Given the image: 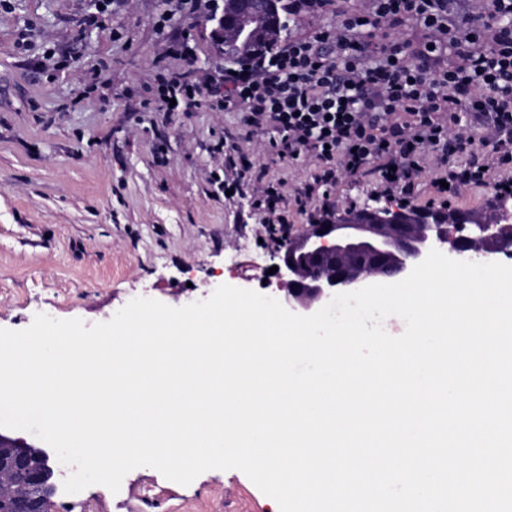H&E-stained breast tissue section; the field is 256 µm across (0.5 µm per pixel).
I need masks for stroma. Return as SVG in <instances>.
<instances>
[{"label": "stroma", "instance_id": "35a3bbf8", "mask_svg": "<svg viewBox=\"0 0 512 512\" xmlns=\"http://www.w3.org/2000/svg\"><path fill=\"white\" fill-rule=\"evenodd\" d=\"M97 0H10L0 8V328H28L38 309L91 325L131 299L172 307L222 284L277 297L269 214L256 186L225 195L218 145L298 184L309 160H278L238 112H168L152 101L158 69L203 81L222 67L207 11L120 0L108 30L88 28ZM164 31H157L160 15ZM190 35L194 57L170 53ZM53 512H276L241 471L190 485L129 472L118 492L85 488Z\"/></svg>", "mask_w": 512, "mask_h": 512}]
</instances>
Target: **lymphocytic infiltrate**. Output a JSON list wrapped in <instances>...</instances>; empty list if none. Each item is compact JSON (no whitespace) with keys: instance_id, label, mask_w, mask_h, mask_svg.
<instances>
[{"instance_id":"f902f5d3","label":"lymphocytic infiltrate","mask_w":512,"mask_h":512,"mask_svg":"<svg viewBox=\"0 0 512 512\" xmlns=\"http://www.w3.org/2000/svg\"><path fill=\"white\" fill-rule=\"evenodd\" d=\"M448 3L288 0L289 15L333 21L234 75L218 70L202 85L160 76L155 99L175 100L179 112L202 99L242 112L252 133L271 134L279 160L312 159L302 187L282 178L259 186L280 204L281 225L315 201L328 210L340 172L369 166L406 201L423 177L430 192L456 196L512 188V0H467L456 18ZM404 26L422 37L394 36Z\"/></svg>"}]
</instances>
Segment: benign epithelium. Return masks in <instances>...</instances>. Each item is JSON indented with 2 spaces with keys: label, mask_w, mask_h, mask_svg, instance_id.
Returning <instances> with one entry per match:
<instances>
[{
  "label": "benign epithelium",
  "mask_w": 512,
  "mask_h": 512,
  "mask_svg": "<svg viewBox=\"0 0 512 512\" xmlns=\"http://www.w3.org/2000/svg\"><path fill=\"white\" fill-rule=\"evenodd\" d=\"M277 0H234L214 38L221 55L232 57L241 45L257 46L276 27ZM512 193L497 194L483 210L413 208L385 200L382 205L338 208L298 233H288L273 252L278 267L279 301L290 311L309 313L326 305L336 289L368 278L401 281L430 249L485 263L512 257ZM30 445L0 432V487L47 483L48 469L27 467Z\"/></svg>",
  "instance_id": "1"
}]
</instances>
